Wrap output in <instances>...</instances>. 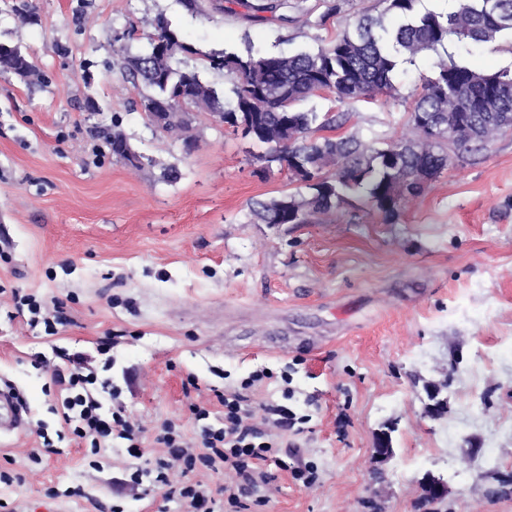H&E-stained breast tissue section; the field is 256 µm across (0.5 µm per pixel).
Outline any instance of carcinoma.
<instances>
[{"instance_id":"1","label":"carcinoma","mask_w":512,"mask_h":512,"mask_svg":"<svg viewBox=\"0 0 512 512\" xmlns=\"http://www.w3.org/2000/svg\"><path fill=\"white\" fill-rule=\"evenodd\" d=\"M418 0H384L385 11L394 18L383 21L364 15L336 33L329 45L317 51L293 54L261 52L249 47L245 53L205 55V67L224 71L231 83L233 104L221 101L218 91L203 82L195 69L175 67L177 56L194 53L171 23L160 16L152 22L149 39L169 38L166 55L150 53L125 57L122 68L132 84H142L149 93L141 106L151 112H222L224 123L238 129L246 118L252 130L242 133L263 148L257 159L261 172L274 164H287L292 179L309 194H284L253 203L252 213L264 224H306L310 217L329 216L349 195H360L379 211L394 216L404 203L420 195L427 182L415 181V171L436 178L448 167V141L474 143V150L491 135V117L512 126V72L476 70L444 58L438 59L433 76L414 92L412 122L415 136L375 148L354 135L315 136L335 130L345 114L299 111L297 102L318 93H330L339 102L365 100L378 94L392 96L395 70L428 51L436 52L449 42L487 43L512 31V0H458L446 14L415 10ZM284 4L268 0L254 7L255 21L277 14ZM35 65L20 46L0 45V73L29 78ZM427 113L440 122L432 132L418 117ZM125 135L112 132V156L133 166L125 157Z\"/></svg>"}]
</instances>
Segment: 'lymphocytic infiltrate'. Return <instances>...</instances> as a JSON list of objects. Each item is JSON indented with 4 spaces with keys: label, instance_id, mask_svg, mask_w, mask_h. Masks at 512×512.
<instances>
[{
    "label": "lymphocytic infiltrate",
    "instance_id": "f902f5d3",
    "mask_svg": "<svg viewBox=\"0 0 512 512\" xmlns=\"http://www.w3.org/2000/svg\"><path fill=\"white\" fill-rule=\"evenodd\" d=\"M12 301L17 310L28 311L29 326L43 327L46 335H57L59 327L69 322L61 300L46 304L35 295L16 294ZM53 380L66 393L62 417L76 441L88 445L96 455L118 438L127 442L133 458H140L142 427L124 409L108 411L103 406V397L117 395L112 386L99 382L92 372L58 371ZM218 400L224 407V416L215 424L209 421L208 408L194 406L198 423L194 438H187L174 420L164 421L155 438L163 447L162 455L145 461L133 473L137 479L151 476L182 512H216L208 485L194 477L197 469L234 477V484L224 489V503L231 512H246L248 499L271 480L268 467L274 442L254 425V412L247 397L238 391H227L219 394Z\"/></svg>",
    "mask_w": 512,
    "mask_h": 512
}]
</instances>
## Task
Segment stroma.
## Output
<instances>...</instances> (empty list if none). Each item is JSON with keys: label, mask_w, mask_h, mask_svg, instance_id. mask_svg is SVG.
<instances>
[{"label": "stroma", "mask_w": 512, "mask_h": 512, "mask_svg": "<svg viewBox=\"0 0 512 512\" xmlns=\"http://www.w3.org/2000/svg\"><path fill=\"white\" fill-rule=\"evenodd\" d=\"M287 3L282 23L252 21L240 5L201 17L180 0H0V40L39 72L27 82L0 73V286L63 300L71 319L49 337L0 298V378L30 410L26 430L0 440V471L21 477L0 484V512H178L163 491L131 483L136 461L122 440L101 450L97 469L77 443L29 460L63 427L52 374L80 365L121 388L149 458L163 452L164 420L194 435L193 404L223 417L216 392L267 370L242 389L252 405L284 403L308 421L275 437L273 455L289 467L270 466L248 512H370L372 501L382 512H512V485L501 484L512 476V131L478 152L451 147L452 165L395 217L352 196L325 222L260 224L253 202L298 189L287 169L255 176L256 146L206 112L193 115V147L156 130L115 64L148 50L162 15L193 48L179 67L226 93L223 71L201 68V54L314 51L385 9ZM448 53L512 69V35ZM435 59L399 67L397 96L341 104L322 94L299 108L347 113L339 135L386 147L411 135L413 92ZM116 125L141 167L113 157ZM169 167L180 179L167 180ZM443 378L448 413L432 421L424 386ZM390 422L394 453L378 465L373 440ZM305 466L317 470L309 488L292 474ZM429 473L448 495L423 505ZM78 484L85 498L51 494Z\"/></svg>", "instance_id": "obj_1"}]
</instances>
